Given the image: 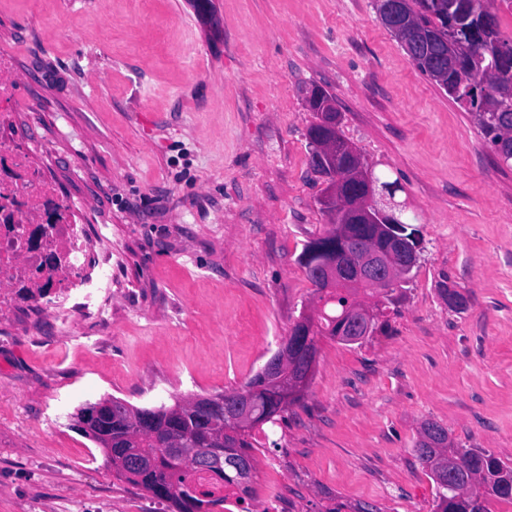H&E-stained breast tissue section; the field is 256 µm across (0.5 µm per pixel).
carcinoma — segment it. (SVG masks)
<instances>
[{"instance_id":"carcinoma-1","label":"carcinoma","mask_w":512,"mask_h":512,"mask_svg":"<svg viewBox=\"0 0 512 512\" xmlns=\"http://www.w3.org/2000/svg\"><path fill=\"white\" fill-rule=\"evenodd\" d=\"M512 11V0H408L412 22L422 29L423 41L417 69L448 98L471 114L483 138L498 158L512 157V35H505L500 27L498 11ZM453 36L458 43L452 58L442 55L443 39ZM308 163H313L317 145L326 140H344L341 133L323 124L321 113L306 133ZM325 178L326 187L318 199L321 209L332 218L336 213V172L323 168L318 171ZM383 232L376 224H342L307 242L298 257L309 282L318 294L321 308L314 318L299 313L295 328L308 333L309 344L299 354L300 366L312 378L316 366L319 336H329L343 344L354 341L342 335L344 323L350 319L355 295L320 294L317 272L327 266L349 268L360 251L383 249ZM304 388L288 394L272 383L261 369L241 389L213 395L224 403V412L230 413L241 405L246 409L250 424L242 432L225 439L224 453L230 457H252L256 442L254 429L276 418L298 402ZM193 398L176 399L172 404L136 407L118 397H103L101 403L110 404L111 422L102 426L89 438L106 454L127 444V435L135 438L134 447L146 460V465L130 473L117 475L143 487L155 498L171 503L176 512H200L203 507L224 506V488L236 484L233 468L212 473V481L192 484V475H204L206 470L195 464L175 462L160 447V436L172 428L188 435L189 447L206 452L216 447L214 435L224 432L226 417L204 415L188 405ZM143 411L151 413L154 433L147 434L137 427L136 418ZM112 447H106L107 441ZM414 451L427 469L436 486V512H489L491 499L512 502V461H504L484 448H456L448 442V431L434 422L421 426Z\"/></svg>"}]
</instances>
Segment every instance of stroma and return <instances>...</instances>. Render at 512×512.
Returning a JSON list of instances; mask_svg holds the SVG:
<instances>
[{
	"label": "stroma",
	"mask_w": 512,
	"mask_h": 512,
	"mask_svg": "<svg viewBox=\"0 0 512 512\" xmlns=\"http://www.w3.org/2000/svg\"><path fill=\"white\" fill-rule=\"evenodd\" d=\"M33 166L103 227L112 306L0 335V512H172L70 418L241 388L315 309L298 256L330 227L307 88L417 219L388 324L321 338L299 402L257 432L251 512H434L423 422L512 461V169L409 59L373 0H0ZM464 309L449 307L445 288Z\"/></svg>",
	"instance_id": "stroma-1"
}]
</instances>
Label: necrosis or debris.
Segmentation results:
<instances>
[{"label":"necrosis or debris","mask_w":512,"mask_h":512,"mask_svg":"<svg viewBox=\"0 0 512 512\" xmlns=\"http://www.w3.org/2000/svg\"><path fill=\"white\" fill-rule=\"evenodd\" d=\"M8 58L0 57V199L14 204V221L0 223V331L20 314H55L61 325L96 319L107 302L92 304L93 290L111 288L97 237L56 185L34 168L21 148L11 109L23 107Z\"/></svg>","instance_id":"1"}]
</instances>
